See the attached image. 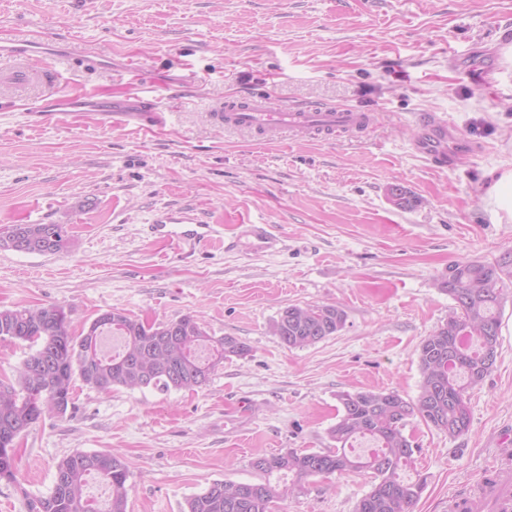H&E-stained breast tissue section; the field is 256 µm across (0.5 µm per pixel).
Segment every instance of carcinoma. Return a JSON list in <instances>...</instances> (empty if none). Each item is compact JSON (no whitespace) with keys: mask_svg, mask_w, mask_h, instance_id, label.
Instances as JSON below:
<instances>
[{"mask_svg":"<svg viewBox=\"0 0 512 512\" xmlns=\"http://www.w3.org/2000/svg\"><path fill=\"white\" fill-rule=\"evenodd\" d=\"M16 251L46 247L55 254L70 250L72 238L62 224H21ZM439 288L454 302L448 320L425 337L419 349L421 383L415 397L395 390H354L336 393L337 420L328 429L334 446L320 451L289 450L258 456L255 483L215 481L186 501V512H275V504L302 489L310 478L330 479L369 470L370 490L355 512H413L426 478L406 481L418 446L405 434L413 418L456 438L470 428L468 391L483 384L495 364L500 345L501 311L512 293V250L492 262L455 261ZM107 321L94 320L85 333L71 330L64 307L0 309V340L25 343L30 353L9 383L0 380V448L16 440L43 415L65 411L75 383L110 393L119 388L194 389L205 385L215 368L250 348L233 336H210L197 319L149 323L112 310ZM345 323L337 305H290L272 324L273 333L288 348L312 346L336 334ZM116 333L122 350L106 355L100 336ZM368 436L377 451L357 456L346 445ZM109 488L102 504L88 498L89 478ZM122 458L110 450L76 451L61 458L49 495L29 503L30 512H128L131 486Z\"/></svg>","mask_w":512,"mask_h":512,"instance_id":"carcinoma-1","label":"carcinoma"}]
</instances>
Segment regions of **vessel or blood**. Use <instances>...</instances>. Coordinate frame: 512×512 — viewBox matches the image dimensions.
I'll return each mask as SVG.
<instances>
[{
  "mask_svg": "<svg viewBox=\"0 0 512 512\" xmlns=\"http://www.w3.org/2000/svg\"><path fill=\"white\" fill-rule=\"evenodd\" d=\"M50 53L40 37L0 40V81L15 88L34 89L52 85L57 77L49 60ZM92 116L96 123L116 125L123 115L106 109H96L89 97H63L57 108L28 113L30 123L64 121L72 113ZM211 124L236 131L260 142L278 140L286 133L312 138H330L339 133L366 132L372 122L368 112L357 109L306 106L293 109H271L260 94H244L216 103L207 114ZM423 133L416 149L431 160L446 163L448 159V123L430 116L424 118ZM153 238L180 246L193 247L208 242L215 233L211 224L184 223L179 219L151 224ZM246 246L254 253H271L284 246L283 239L274 234L270 225L250 224L242 234L229 239L228 249ZM494 479L469 499V512H512V461L496 460Z\"/></svg>",
  "mask_w": 512,
  "mask_h": 512,
  "instance_id": "1",
  "label": "vessel or blood"
}]
</instances>
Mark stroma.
Returning <instances> with one entry per match:
<instances>
[{
    "mask_svg": "<svg viewBox=\"0 0 512 512\" xmlns=\"http://www.w3.org/2000/svg\"><path fill=\"white\" fill-rule=\"evenodd\" d=\"M45 35L106 58L60 65L50 97L101 105L152 99L161 121L108 127L82 117L34 125L29 95L0 92V224L66 225L70 251L0 249V308L64 306L74 331L119 310L152 322L197 317L248 356L194 390L77 384L65 415L18 441L0 512H28L76 450L120 454L129 512H184L214 481L256 482L259 455L330 447L342 390L415 396L422 340L448 318L439 288L454 261L512 249L491 189L512 171V0H0V39ZM255 91L275 109L371 111L369 135L256 143L208 124L203 108ZM448 122V163L419 154L418 117ZM398 184L415 198L402 209ZM173 212L216 227L185 252L148 226ZM268 224L275 254L225 251L241 225ZM336 304L341 330L304 349L271 330L288 305ZM467 434L412 419L414 512H448L499 449L512 448V297L500 347L471 391ZM368 473L309 479L281 512H354Z\"/></svg>",
    "mask_w": 512,
    "mask_h": 512,
    "instance_id": "obj_1",
    "label": "stroma"
}]
</instances>
